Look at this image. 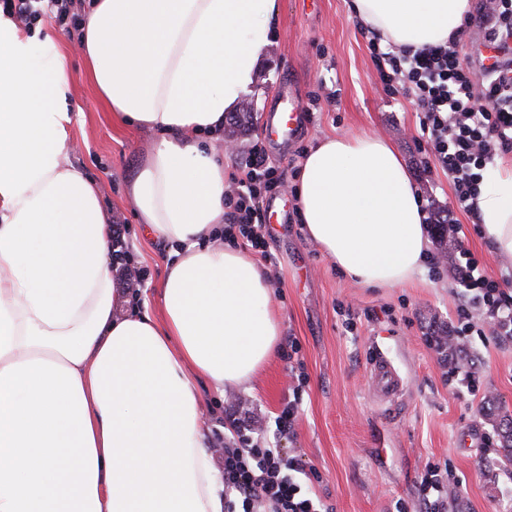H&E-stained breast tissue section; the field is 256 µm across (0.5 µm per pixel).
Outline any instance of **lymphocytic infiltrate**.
<instances>
[{
  "mask_svg": "<svg viewBox=\"0 0 512 512\" xmlns=\"http://www.w3.org/2000/svg\"><path fill=\"white\" fill-rule=\"evenodd\" d=\"M5 10L32 23L52 8L57 23L71 28L79 16L73 0H0ZM480 32L481 49L469 60L463 49L472 32ZM493 57H486V49ZM370 56L388 94L411 99L419 114L417 143L426 145L435 165L448 177L453 198L447 209L431 214L435 224L456 227L457 213L477 218L476 201L483 170L512 150V0H475L465 26L446 42L420 49L383 43L368 35ZM238 171L224 197V236L242 239L264 261H271L264 203L284 185L266 149L252 145L237 156ZM452 269L460 302L447 334L455 348L465 346L482 316L490 335L512 339V289L488 278L462 240ZM239 438L226 442L219 455L224 476V512H333L321 498L303 492L297 476L304 468L297 456L279 447L248 445L243 426ZM423 512H448V481L439 465L425 464L419 482Z\"/></svg>",
  "mask_w": 512,
  "mask_h": 512,
  "instance_id": "obj_1",
  "label": "lymphocytic infiltrate"
}]
</instances>
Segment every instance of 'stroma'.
Segmentation results:
<instances>
[{
    "label": "stroma",
    "instance_id": "stroma-1",
    "mask_svg": "<svg viewBox=\"0 0 512 512\" xmlns=\"http://www.w3.org/2000/svg\"><path fill=\"white\" fill-rule=\"evenodd\" d=\"M73 99L79 116L72 129L74 163L100 185L114 220L146 270L140 311L159 316L156 295L168 247L148 236L129 194L130 183L154 135L114 121L100 102L78 55L70 57ZM301 104L299 132L286 144L266 137L269 107L285 82ZM319 93L311 102V93ZM252 110L236 140L239 151L262 142L285 167V192L273 205L269 250L276 263L273 303L282 335L299 347L304 381L275 356L248 388L217 392L199 385L205 438L224 436V417L241 398L254 423L252 442L275 441L297 455L314 480L303 489L327 497L335 512H419L418 483L426 462L448 468V512H512V450L500 435L512 418V340L469 338L479 390L469 394L448 384L450 366L433 347L458 304L450 270L455 253L445 250L435 225H427L425 272L397 288H366L340 273L334 261L308 240L297 217L298 161L326 136H378L390 141L421 199L447 206L452 188L438 168L425 164L415 142L419 118L408 99L385 94L368 40L350 0H280L275 34L261 60ZM379 343L407 378L393 404L376 399L369 375L370 346ZM300 386L294 429L278 434L275 420Z\"/></svg>",
    "mask_w": 512,
    "mask_h": 512
}]
</instances>
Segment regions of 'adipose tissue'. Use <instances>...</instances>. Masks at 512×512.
I'll return each mask as SVG.
<instances>
[{"mask_svg": "<svg viewBox=\"0 0 512 512\" xmlns=\"http://www.w3.org/2000/svg\"><path fill=\"white\" fill-rule=\"evenodd\" d=\"M471 0H352L383 43L459 31ZM279 0H93L73 50L113 119L155 132L130 186L169 246L155 318L118 288L101 189L73 163L68 52L0 11V512H223L197 378L247 386L282 334L265 270L224 241L215 146L249 92ZM307 238L361 284L422 275V203L385 140L320 139L301 159ZM512 256V161L476 201Z\"/></svg>", "mask_w": 512, "mask_h": 512, "instance_id": "adipose-tissue-1", "label": "adipose tissue"}]
</instances>
